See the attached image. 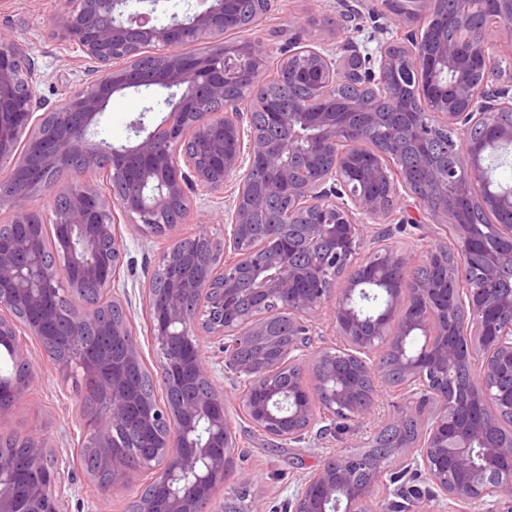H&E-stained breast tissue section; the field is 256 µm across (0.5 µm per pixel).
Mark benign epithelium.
<instances>
[{"label":"benign epithelium","mask_w":512,"mask_h":512,"mask_svg":"<svg viewBox=\"0 0 512 512\" xmlns=\"http://www.w3.org/2000/svg\"><path fill=\"white\" fill-rule=\"evenodd\" d=\"M454 30L430 50L420 41L370 36L346 37L336 48L303 47L274 57L259 39L237 42L257 63L243 74L236 57L220 51L210 68L180 51L186 44L224 41L246 28L229 20L227 0H199L200 8L163 24L141 0H73L55 17L48 35L76 46L95 64L94 75L47 112L37 88L41 74L26 46L0 37V161L14 159L0 177V206L12 211L0 232V346L7 348L24 377L0 383L13 401L25 398L34 363L17 336L66 337L67 358L59 372L77 383L81 406L93 416L81 424L79 452L92 458L85 470L100 496L126 483L133 464L152 477L134 500V512H261L257 501L237 492L220 505L213 490L231 479L235 437L228 433L224 393L216 387V366L244 381L242 406L250 423L282 445L306 439L323 414L362 422L376 410L377 374L394 365L411 399L433 401L403 413L420 432L414 443L394 440L365 455L338 453L296 487L291 512H375L374 476L384 472L402 448H414L410 464L424 470L435 496L453 512L476 502L512 505V296L498 290L503 268L512 262V225L493 224L477 236L471 217L512 214V186L489 189L479 131L488 142L512 146V69L504 65L496 40L477 32L486 15L484 0H458ZM492 27L512 33V0H496ZM423 9L403 22L426 27L427 15L448 12V0H423ZM375 47H370V43ZM403 65L418 77L404 103L388 72ZM245 78L263 87L274 81L309 84L311 98L288 102V111L266 113V125L252 124L249 108L224 96V81ZM369 87L370 97L353 96L347 112H362L366 124L347 137L336 114L314 108L339 86ZM158 87L168 91V112L148 129L145 111L131 121L134 139L115 147L93 138L113 95ZM389 104L402 119L390 125L382 149L367 147L366 129L382 120ZM433 115L451 129L444 156L431 144ZM26 135L24 151L18 139ZM67 171L69 185L54 206L51 235L30 197L46 191ZM237 178L224 234V260L213 264L203 247L199 280L182 267L185 239L166 221L175 205L182 219L194 210L188 191H217ZM386 188L383 194L368 190ZM407 195L435 224L448 225L450 243L429 248L423 262L448 257L445 285L415 276L410 256L380 236L360 260L367 277L386 285L383 308L359 309L364 289L345 275L365 245L367 225L395 220L394 204ZM282 201L260 239L251 233L255 216L269 201ZM149 237H167L159 257L162 284L152 289L149 314L162 360L157 372L132 387L126 371L112 368V355L90 348L86 336L126 337L124 362L144 368L132 338L120 289L128 251L117 213ZM115 257L108 260L102 245ZM97 288L91 299L87 287ZM67 305L62 326L37 319L43 309ZM339 344L311 349L308 319L323 312ZM419 331L425 342L412 352L407 343ZM214 336L222 361L203 357L200 337ZM478 367L479 380L462 374ZM172 396L155 400L157 388ZM143 438L138 452H120L122 430ZM27 468L14 469L0 454V512H68L78 494L69 455L34 433L18 434Z\"/></svg>","instance_id":"benign-epithelium-1"}]
</instances>
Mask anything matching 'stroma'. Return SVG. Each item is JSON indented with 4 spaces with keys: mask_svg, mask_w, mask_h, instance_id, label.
Listing matches in <instances>:
<instances>
[{
    "mask_svg": "<svg viewBox=\"0 0 512 512\" xmlns=\"http://www.w3.org/2000/svg\"><path fill=\"white\" fill-rule=\"evenodd\" d=\"M70 0H0V36L12 37L25 44L43 80L39 95L48 104H56L86 77V64L80 51L62 46L47 37L52 18L69 8ZM336 0H275L271 11L254 27L251 37L263 40L277 50L301 43L311 47L332 46L336 43ZM162 92L148 94L129 92L113 96L97 127L98 136L115 145L126 143L132 136L131 121L145 114L147 122L156 123L165 115L161 104ZM234 190L226 183L223 190L191 194L194 205L203 213L202 224L177 225L175 232L183 238L206 230L215 237L224 235V214ZM396 210L402 221L392 227V240L414 263H421L428 246L446 239V228L432 223L416 209L413 198L399 199ZM129 253L122 275L127 283L126 309L135 339L144 362L156 369L161 359L148 320V276L157 264L168 241L144 237L132 225H123ZM33 356L39 366L38 377L29 395L17 401L11 410L0 414V434L37 433L52 447L67 453L75 452L76 432L80 411L75 402L71 382L61 378L40 346H33ZM224 391V408L230 430L236 434L238 446L234 452V471L229 484L217 486L215 500L239 490H247L263 512H285L289 496L330 455L357 452L367 448L383 428L400 417L408 399L403 390L385 381L377 383V409L373 420L341 422L332 433L293 446L271 445L261 433L249 427L242 415L240 393L242 385L230 373L218 375ZM406 455H399L389 472H402L398 483H390L388 474H380L372 489L375 508L379 512H448L444 502L433 495L425 473L403 472ZM74 479L82 488L79 497L70 502L69 512H126L129 502L143 486L145 474L133 473L129 482L100 496L95 484L86 482L82 469H74Z\"/></svg>",
    "mask_w": 512,
    "mask_h": 512,
    "instance_id": "stroma-1",
    "label": "stroma"
}]
</instances>
